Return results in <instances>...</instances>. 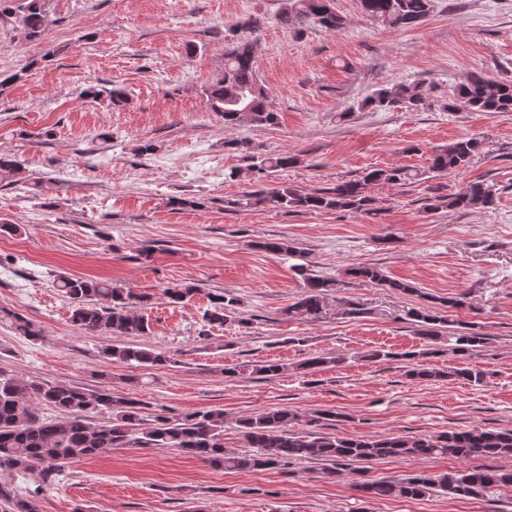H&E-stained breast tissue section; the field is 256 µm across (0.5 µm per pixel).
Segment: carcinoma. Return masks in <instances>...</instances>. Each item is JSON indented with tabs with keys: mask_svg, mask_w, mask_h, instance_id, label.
Wrapping results in <instances>:
<instances>
[{
	"mask_svg": "<svg viewBox=\"0 0 512 512\" xmlns=\"http://www.w3.org/2000/svg\"><path fill=\"white\" fill-rule=\"evenodd\" d=\"M56 0H0V18L7 13L21 16L20 36L26 40L41 38L55 9ZM334 0H284L278 20L285 28L300 29L313 22L320 27L340 32L345 18L333 6ZM364 14L370 20L392 29H404L419 24L431 12L432 0H361ZM260 28V19L252 18L244 25L228 27L231 42L224 51V71L213 80L204 93L212 111L233 126L247 120L257 126L274 125L278 115L271 109L265 86L258 78L255 42L239 35L251 34ZM84 93L98 98L106 96L114 106L127 102L122 88L98 89L90 86ZM426 95L420 85L396 84L377 90L362 104L364 108L390 110L417 108ZM454 110L476 112H512V77L492 78L484 73L473 74L459 88ZM476 137L461 138L431 156L429 171L445 174L467 165L482 149ZM246 169L232 171L229 177L247 176L252 179L270 175L296 164V158L286 154L248 156ZM22 174V163L9 154H0V178ZM423 180V173L408 168L373 169L359 180L336 183L335 186L305 192L280 184L245 193L233 201L241 207L264 204L275 208L303 211L352 210L374 214L373 199L366 193L370 183L405 185ZM494 203L491 186L482 181L469 184L458 194H440L427 198L425 209L436 212L443 208L484 209ZM297 274L306 281V289L288 311L314 317L322 309L330 281L316 275L306 276L303 266ZM350 275L386 286L405 295H422L410 282L387 278L369 264L351 268ZM58 291L68 299L70 321L79 329L97 334L103 330L118 337L146 336L150 324L137 308L147 305L148 297L127 288H114L109 281L84 277L60 276L55 282ZM197 288L170 287L163 295L172 304L191 300ZM212 309L205 315L211 326H222L233 320L239 299L231 294L214 295ZM459 301L442 299L437 305L410 310L418 334L433 340L440 329L449 326L450 309ZM485 337L473 327L455 336V350L470 353L483 346ZM116 363L144 367L162 366L170 359L152 348L130 343H116L103 350ZM338 357L318 355L302 361L298 368L305 372L335 365ZM414 379L435 380L458 378L481 384L484 372L463 367L451 372L428 367L407 371ZM46 406L57 416L40 415ZM142 403L112 394L109 390L86 392L61 383L24 380L0 370V473L37 472L36 486L25 495L19 494L7 481H0V504L6 512H40L39 499L43 488L52 484L62 469L75 461L93 457L107 448L140 446L174 448L213 467L231 471H265L291 460H317L329 464L325 473L339 475L338 467L352 463L385 458L418 460L447 456L459 459L488 458L512 455V430L496 431L472 428L442 432L428 436H382L378 438H340L323 432L325 422L335 421L333 412H319L306 421L307 429L294 431L289 425L301 415L286 408H275L257 415L240 418L237 428L247 450H224V412L219 410L186 413L176 419L157 416L144 426ZM109 413L107 420L98 422L93 415ZM512 485V470L490 466H475L454 473L432 475L424 472L403 478L363 481L355 484L358 491L376 498L417 499L441 491L458 498L477 497L489 491Z\"/></svg>",
	"mask_w": 512,
	"mask_h": 512,
	"instance_id": "carcinoma-1",
	"label": "carcinoma"
}]
</instances>
